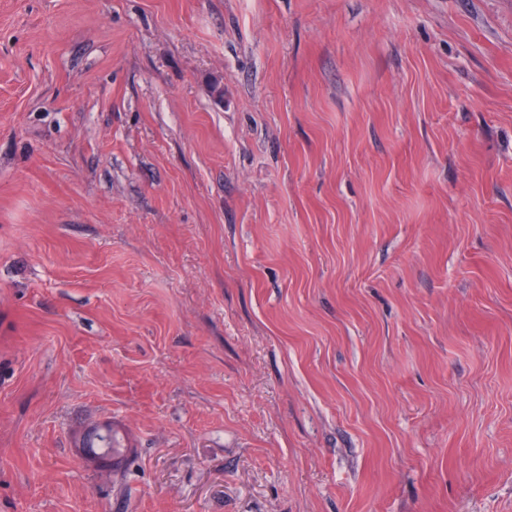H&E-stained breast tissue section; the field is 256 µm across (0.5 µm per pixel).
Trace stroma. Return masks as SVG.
Masks as SVG:
<instances>
[{
	"label": "stroma",
	"instance_id": "1",
	"mask_svg": "<svg viewBox=\"0 0 512 512\" xmlns=\"http://www.w3.org/2000/svg\"><path fill=\"white\" fill-rule=\"evenodd\" d=\"M0 512H512V0H0ZM112 438H101V448L104 453L112 452V470L118 472L119 464L126 461L127 458L137 448V440L126 428L123 420L120 417H113L112 419ZM112 445L114 448H112Z\"/></svg>",
	"mask_w": 512,
	"mask_h": 512
}]
</instances>
